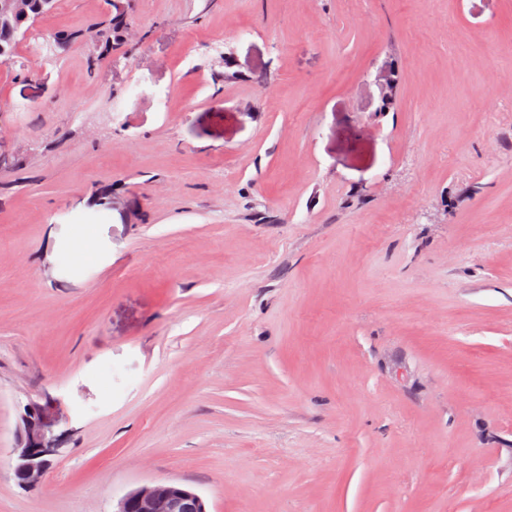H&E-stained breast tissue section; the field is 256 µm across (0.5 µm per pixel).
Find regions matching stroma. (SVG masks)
<instances>
[{"instance_id":"obj_1","label":"stroma","mask_w":512,"mask_h":512,"mask_svg":"<svg viewBox=\"0 0 512 512\" xmlns=\"http://www.w3.org/2000/svg\"><path fill=\"white\" fill-rule=\"evenodd\" d=\"M32 31L0 64V512L166 480L512 512V0H57ZM44 410V405L32 400L24 407L18 422L13 473L23 488L40 486L63 450L59 439L49 438L45 433Z\"/></svg>"}]
</instances>
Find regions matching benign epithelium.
<instances>
[{"label": "benign epithelium", "instance_id": "obj_1", "mask_svg": "<svg viewBox=\"0 0 512 512\" xmlns=\"http://www.w3.org/2000/svg\"><path fill=\"white\" fill-rule=\"evenodd\" d=\"M45 407L32 400L18 422L13 473L23 488L40 486L47 471L61 456L59 440L44 430ZM115 512H208L205 499L193 488L175 481L146 484L125 493Z\"/></svg>", "mask_w": 512, "mask_h": 512}]
</instances>
